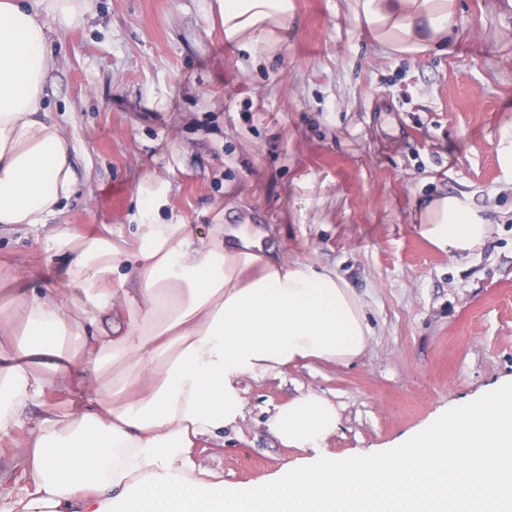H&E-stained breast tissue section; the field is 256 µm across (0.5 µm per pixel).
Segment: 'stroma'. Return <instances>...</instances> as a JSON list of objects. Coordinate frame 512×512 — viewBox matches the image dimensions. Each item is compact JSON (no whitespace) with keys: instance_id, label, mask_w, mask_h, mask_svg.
<instances>
[{"instance_id":"obj_1","label":"stroma","mask_w":512,"mask_h":512,"mask_svg":"<svg viewBox=\"0 0 512 512\" xmlns=\"http://www.w3.org/2000/svg\"><path fill=\"white\" fill-rule=\"evenodd\" d=\"M292 2L284 40L254 57L225 44L210 0H92L52 32L44 81L75 191L48 226L0 228V285L17 272L41 287L46 262L65 263L46 245L51 226L128 233L152 175L169 184L162 219L249 225L271 260L352 286L365 351L245 379L242 417L197 452L242 487L301 457L267 418L303 393L336 403L323 452L349 456L512 380V177L497 159L512 122V6L459 0L455 51L413 57L375 41L352 0ZM460 191L492 226L454 260L414 221L428 198Z\"/></svg>"}]
</instances>
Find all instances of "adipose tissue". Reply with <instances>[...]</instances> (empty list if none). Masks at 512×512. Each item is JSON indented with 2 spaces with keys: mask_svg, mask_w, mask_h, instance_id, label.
<instances>
[{
  "mask_svg": "<svg viewBox=\"0 0 512 512\" xmlns=\"http://www.w3.org/2000/svg\"><path fill=\"white\" fill-rule=\"evenodd\" d=\"M90 0H0V225H46L76 183L72 154L44 107L50 34ZM458 0H355L380 44L410 56L452 53ZM226 41L255 51L282 41L292 0H212ZM165 181L137 188L128 234L52 228L69 255L46 288L13 277L0 291V441L28 436L21 482L0 512H512V383L448 408L392 446L353 457L320 449L335 403L309 392L267 426L314 458L234 487L199 469L195 449L243 415L241 383L366 349L359 301L340 277L269 259L248 227L162 223ZM490 218L464 192L418 212L416 230L452 258L471 256ZM65 395L69 413L53 403Z\"/></svg>",
  "mask_w": 512,
  "mask_h": 512,
  "instance_id": "1",
  "label": "adipose tissue"
}]
</instances>
